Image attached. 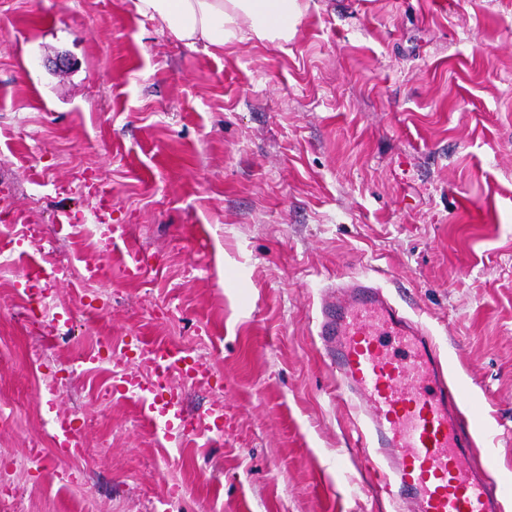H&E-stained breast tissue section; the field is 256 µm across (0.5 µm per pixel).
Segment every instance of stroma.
<instances>
[{
    "mask_svg": "<svg viewBox=\"0 0 512 512\" xmlns=\"http://www.w3.org/2000/svg\"><path fill=\"white\" fill-rule=\"evenodd\" d=\"M300 6L287 45L207 49L133 0H0V452L46 457L23 512H391L314 334L362 276L448 353L512 483V0ZM53 261L105 273L103 303L17 292ZM134 336L205 357L186 408L223 403L222 439L163 441L110 368L72 373ZM59 430L55 435V439L62 448H81L82 442L80 441L77 430L73 426L70 417L63 415L57 416Z\"/></svg>",
    "mask_w": 512,
    "mask_h": 512,
    "instance_id": "1",
    "label": "stroma"
}]
</instances>
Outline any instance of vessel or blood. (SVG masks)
Returning <instances> with one entry per match:
<instances>
[{"instance_id": "b4317fda", "label": "vessel or blood", "mask_w": 512, "mask_h": 512, "mask_svg": "<svg viewBox=\"0 0 512 512\" xmlns=\"http://www.w3.org/2000/svg\"><path fill=\"white\" fill-rule=\"evenodd\" d=\"M326 367L358 412V445L372 480L389 502L408 512H506L512 487L491 475L476 422L461 404L463 385H449L437 348L422 322L409 317L378 286L362 280L330 290L315 324ZM151 376L116 371L113 392L135 394L148 422L179 438L199 428L224 432L217 403L190 421L182 393L157 377L208 383L210 369L177 346L140 344Z\"/></svg>"}]
</instances>
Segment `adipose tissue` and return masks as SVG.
Wrapping results in <instances>:
<instances>
[{
	"instance_id": "1",
	"label": "adipose tissue",
	"mask_w": 512,
	"mask_h": 512,
	"mask_svg": "<svg viewBox=\"0 0 512 512\" xmlns=\"http://www.w3.org/2000/svg\"><path fill=\"white\" fill-rule=\"evenodd\" d=\"M134 5L186 45L217 49L251 38L288 42L301 18L299 0H134Z\"/></svg>"
}]
</instances>
